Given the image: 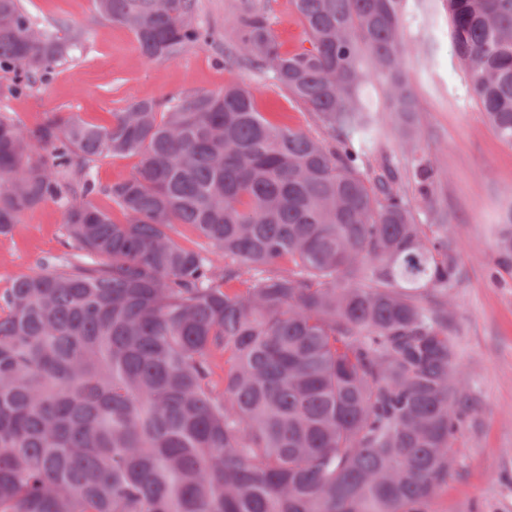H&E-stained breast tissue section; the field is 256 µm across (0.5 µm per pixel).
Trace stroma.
<instances>
[{"label": "stroma", "instance_id": "35a3bbf8", "mask_svg": "<svg viewBox=\"0 0 512 512\" xmlns=\"http://www.w3.org/2000/svg\"><path fill=\"white\" fill-rule=\"evenodd\" d=\"M281 44L305 47L303 25L290 0H259ZM25 9L60 35H81L82 50L59 65L49 81L18 97L0 95V112L26 125L48 112H76L109 123L111 115L142 98L217 92L249 86L257 108L318 140L327 134L310 107L252 68L222 64L236 40L232 21L240 0H197L193 20L208 30L207 42L189 46L170 61L141 57L133 34L98 16L92 0H23ZM404 38L410 46L408 83L416 97L415 137L405 136L385 112V87L367 88L385 131L387 155L413 207L448 212L461 281L448 292V335L457 368L467 380L473 409L461 420L449 453L448 481L426 512H512V267L497 265L499 217L512 205V146L489 126L471 97L454 56L443 0H406ZM434 162L429 196L412 179L419 158ZM75 260L64 212L55 203L21 216L0 235V299L13 281L43 263L68 269Z\"/></svg>", "mask_w": 512, "mask_h": 512}]
</instances>
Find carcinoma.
I'll list each match as a JSON object with an SVG mask.
<instances>
[{"label":"carcinoma","mask_w":512,"mask_h":512,"mask_svg":"<svg viewBox=\"0 0 512 512\" xmlns=\"http://www.w3.org/2000/svg\"><path fill=\"white\" fill-rule=\"evenodd\" d=\"M93 2L149 61L207 40L196 0ZM403 2L291 0L311 48L287 53L242 0L224 66L287 89L327 143L239 85L134 101L107 125L0 113V235L58 202L84 260L6 294L0 512H426L471 399L448 310L425 303L460 283L448 215L420 217L372 164L382 130L362 87L383 81L407 132L417 110ZM445 2L472 96L512 145V0ZM80 46L0 0L8 95ZM104 154L137 157L134 173L99 184ZM435 175L419 163L421 195ZM178 224L208 248L181 246ZM499 224L511 266L512 205Z\"/></svg>","instance_id":"obj_1"}]
</instances>
